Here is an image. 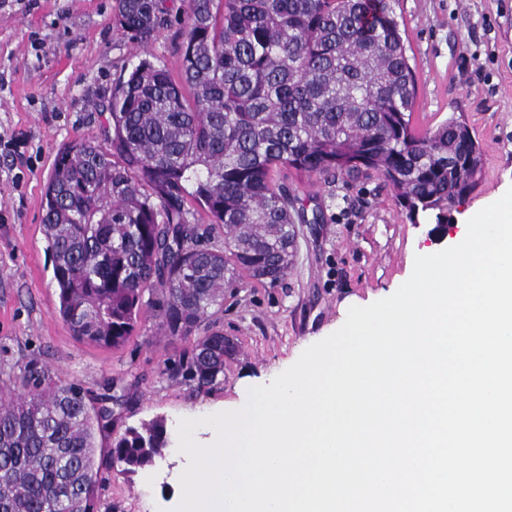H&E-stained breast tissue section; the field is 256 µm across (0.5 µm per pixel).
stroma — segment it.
<instances>
[{"label": "stroma", "instance_id": "obj_1", "mask_svg": "<svg viewBox=\"0 0 512 512\" xmlns=\"http://www.w3.org/2000/svg\"><path fill=\"white\" fill-rule=\"evenodd\" d=\"M170 25L147 45L113 22L115 0H0V387L26 363L79 383L92 404L108 402L101 442L155 419L176 433L199 418L245 403L302 352L346 320L352 301L392 295L416 256L449 248L474 209L512 187V0H397L396 14L417 85L410 124L423 132L465 121L483 150L477 188L453 209L455 233L430 237L411 224L383 178L319 181L291 168L280 179L321 221L297 227L292 270L270 285L239 277L207 326L235 346L224 376L208 389L162 375L192 338L158 327L151 296L120 349L82 343L56 315L53 261L42 232V195L58 151L98 135L121 71L147 58L179 74L185 0H165ZM188 462L166 448L156 468H105L100 512H172Z\"/></svg>", "mask_w": 512, "mask_h": 512}]
</instances>
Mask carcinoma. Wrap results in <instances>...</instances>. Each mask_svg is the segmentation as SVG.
Here are the masks:
<instances>
[{"label":"carcinoma","instance_id":"carcinoma-1","mask_svg":"<svg viewBox=\"0 0 512 512\" xmlns=\"http://www.w3.org/2000/svg\"><path fill=\"white\" fill-rule=\"evenodd\" d=\"M393 2L187 0L180 74L143 58L120 75L102 139L63 147L45 187L56 313L73 336L123 347L159 291L160 330L195 337L163 373L216 384L230 348L203 324L224 288L283 280L295 225L320 221L278 183L282 167L323 180L373 171L408 218L448 223L479 184L482 150L457 118L412 129L415 74ZM114 21L142 46L168 24L163 0H116ZM211 231L224 247L199 245ZM111 423L79 384L25 365L0 389V512H98L103 464L135 474L169 446L155 420L99 461Z\"/></svg>","mask_w":512,"mask_h":512}]
</instances>
